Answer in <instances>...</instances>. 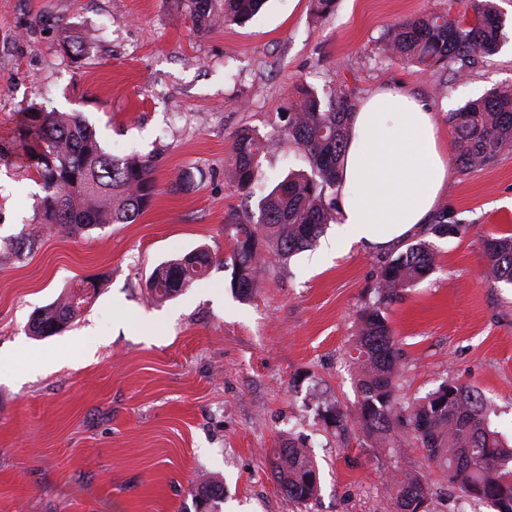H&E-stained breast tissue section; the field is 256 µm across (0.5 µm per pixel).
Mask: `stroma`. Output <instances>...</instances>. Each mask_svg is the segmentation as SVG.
I'll use <instances>...</instances> for the list:
<instances>
[{
    "label": "stroma",
    "instance_id": "obj_1",
    "mask_svg": "<svg viewBox=\"0 0 512 512\" xmlns=\"http://www.w3.org/2000/svg\"><path fill=\"white\" fill-rule=\"evenodd\" d=\"M507 38L492 56L435 72L390 58L384 34L430 14H471V0H266L243 25L197 31L181 0H0V139L25 110L78 111L116 156L151 157L158 193L131 224L79 233L38 228L0 261V357L40 368L0 382V512H202L194 488L224 484L217 512H395L394 475L423 474L429 512H489L449 490L424 448L397 433L386 448L362 431L336 437L323 407L359 400L351 361L359 310L377 298L391 250L358 247L331 261L261 251L248 299L229 288L225 227L259 215L263 195L306 168L281 115L306 85L364 99L397 81L429 98L440 138L448 115L512 86V0H496ZM84 37L80 60L62 48ZM263 139L262 177L242 190L227 176L238 130ZM192 184L173 190L182 172ZM41 187L21 159L0 163V251L33 226ZM461 230L430 237L434 270L384 314L400 350L398 403L445 381L477 388L488 419L512 439V286L486 274L483 239L512 235V153L450 166L439 199ZM206 249L207 279L168 300L146 282L161 263ZM97 280L94 298L60 333L27 335L32 314ZM292 440L320 469L316 500L289 499L271 472Z\"/></svg>",
    "mask_w": 512,
    "mask_h": 512
}]
</instances>
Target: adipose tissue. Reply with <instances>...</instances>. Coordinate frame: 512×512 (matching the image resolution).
<instances>
[{
	"instance_id": "1",
	"label": "adipose tissue",
	"mask_w": 512,
	"mask_h": 512,
	"mask_svg": "<svg viewBox=\"0 0 512 512\" xmlns=\"http://www.w3.org/2000/svg\"><path fill=\"white\" fill-rule=\"evenodd\" d=\"M447 180L448 154L433 105L400 86L371 92L351 116L336 235L317 260L355 245L388 249L417 234Z\"/></svg>"
}]
</instances>
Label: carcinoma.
<instances>
[{
	"mask_svg": "<svg viewBox=\"0 0 512 512\" xmlns=\"http://www.w3.org/2000/svg\"><path fill=\"white\" fill-rule=\"evenodd\" d=\"M195 28L220 24L242 25L261 9L264 0H183ZM506 19L494 0H477L470 21L451 14L421 17L398 24L383 38V51L424 71H434L459 59L470 61L495 54L502 45ZM355 110L351 95L322 97L301 89L289 108L284 132L288 143L302 149L310 171H291L260 202L254 224L230 225L231 291L248 297L258 285L260 247H274L288 259L312 247L334 220L326 192L339 181L349 121ZM454 131L453 156L464 170L494 163L512 152V88L494 90L450 113ZM264 145L249 128L238 131L228 177L242 190L261 176ZM23 156L34 171L44 195L36 207V224H54L81 232L104 224H131L151 206L156 194L153 161L132 154L106 152L96 133L79 112H45L31 106L13 136L0 140V160ZM429 231L438 238L459 233L440 210ZM488 277L512 286V235L484 240ZM436 255L424 240L412 243L380 271L379 300L357 317V389L360 400L352 409L333 405L324 422L339 435L356 426L377 447L389 444L400 431L413 435L428 458L447 475L449 486L483 501L492 512H512V445L491 428L479 391L448 381L416 404L397 407L399 349L383 314L403 288L423 279L435 266ZM212 264L203 248L154 269L147 281L154 299H166L202 280ZM97 284L69 292L32 315L31 336H52L73 322L89 302ZM272 474L288 498L306 503L317 494L318 469L306 449L288 441L272 462ZM196 499L211 506L224 499V485L208 480L194 489ZM396 512H417L429 499L423 477L404 472L390 486Z\"/></svg>",
	"mask_w": 512,
	"mask_h": 512,
	"instance_id": "cac0c4a2",
	"label": "carcinoma"
}]
</instances>
